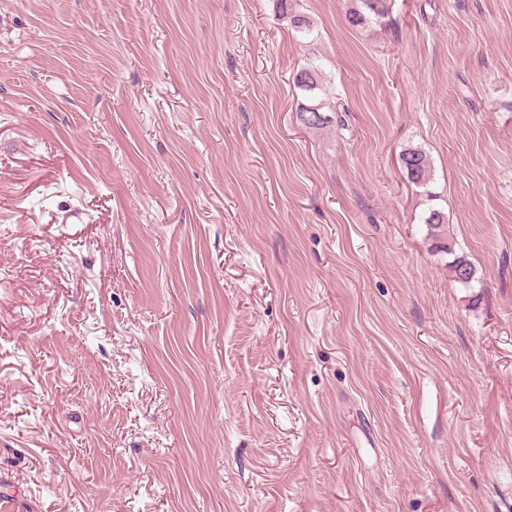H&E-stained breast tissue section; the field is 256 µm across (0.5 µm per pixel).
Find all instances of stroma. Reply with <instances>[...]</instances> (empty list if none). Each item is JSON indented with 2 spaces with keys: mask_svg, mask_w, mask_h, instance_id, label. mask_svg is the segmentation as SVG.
Here are the masks:
<instances>
[{
  "mask_svg": "<svg viewBox=\"0 0 512 512\" xmlns=\"http://www.w3.org/2000/svg\"><path fill=\"white\" fill-rule=\"evenodd\" d=\"M350 3L0 0L14 512H512V0ZM278 1L281 16L289 20V23L295 33L302 37H309L313 33V23L311 20L303 14L288 12L292 10V8L288 7V0ZM355 8L349 11V21L354 26L376 24L389 13V0H355ZM295 86L300 89L306 100V103H301L297 108V118L299 122L309 129H324L334 123L344 125L341 118H333L327 115L324 111V103L318 100L316 90H319L318 85V68L317 66H308L298 71L294 77ZM303 104V105H302ZM316 115L317 119L311 120V115ZM400 160L408 179L418 187L426 189L429 200H436L437 196L430 191L431 163L427 153L419 147H410L402 151ZM423 222L426 224L428 236L437 244H440L436 246L439 247V251L447 254L448 252L452 253V246L445 243L448 235V224L444 212L436 207H431L426 212Z\"/></svg>",
  "mask_w": 512,
  "mask_h": 512,
  "instance_id": "1",
  "label": "stroma"
}]
</instances>
